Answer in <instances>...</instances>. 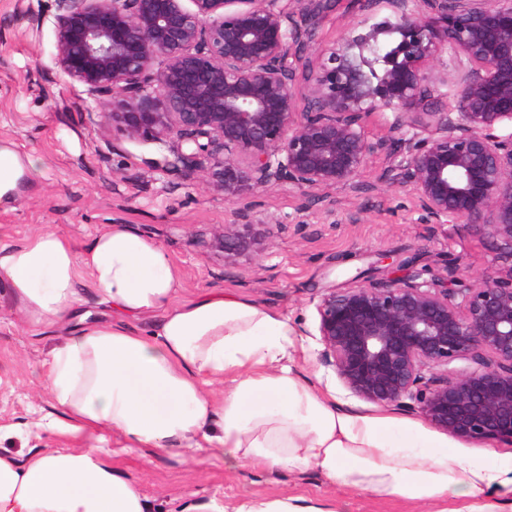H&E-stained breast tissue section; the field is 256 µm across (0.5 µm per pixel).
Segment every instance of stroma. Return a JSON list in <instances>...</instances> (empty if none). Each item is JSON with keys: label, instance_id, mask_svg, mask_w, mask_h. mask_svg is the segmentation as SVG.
I'll return each mask as SVG.
<instances>
[{"label": "stroma", "instance_id": "obj_1", "mask_svg": "<svg viewBox=\"0 0 512 512\" xmlns=\"http://www.w3.org/2000/svg\"><path fill=\"white\" fill-rule=\"evenodd\" d=\"M315 35L316 49L340 46L361 22L392 16L391 0H331ZM58 0H0V145L27 162L17 200L0 205V244L44 230L85 246L108 225L122 224L163 248L180 279L178 300L232 291L288 316L300 371L340 402L365 413L320 359L316 305L354 277L390 278L424 270L466 284L512 266L482 229L426 224L410 188L381 180L390 159L369 157L349 185L300 191L275 185L255 196L265 224L251 230L244 252L215 248V235L233 223L223 195L178 173L162 171L167 149L133 140L100 114L87 112L84 94L53 60L52 19ZM63 329L28 325L7 289L0 288V453L19 457L40 448H73L76 440L36 429L57 411L42 381L49 350ZM112 464L138 487L148 512H183L195 500L230 504L244 497H304L328 512H434L393 497L376 499L327 483L312 468L268 469L186 451L118 447L107 435Z\"/></svg>", "mask_w": 512, "mask_h": 512}]
</instances>
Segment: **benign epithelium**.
<instances>
[{
    "label": "benign epithelium",
    "mask_w": 512,
    "mask_h": 512,
    "mask_svg": "<svg viewBox=\"0 0 512 512\" xmlns=\"http://www.w3.org/2000/svg\"><path fill=\"white\" fill-rule=\"evenodd\" d=\"M59 0L57 68L133 139L172 148L162 168L237 205L215 244L246 250L265 223L250 198L273 183L348 185L370 154L427 224H472L512 259V0H393L394 20L322 54L313 0ZM452 111L420 112L443 56ZM305 84L299 109L296 84ZM391 109L396 135L362 117ZM322 361L360 401L409 409L458 440L512 443V268L454 287L418 273L355 281L316 305Z\"/></svg>",
    "instance_id": "1"
}]
</instances>
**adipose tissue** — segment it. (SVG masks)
Returning a JSON list of instances; mask_svg holds the SVG:
<instances>
[{"label": "adipose tissue", "instance_id": "adipose-tissue-1", "mask_svg": "<svg viewBox=\"0 0 512 512\" xmlns=\"http://www.w3.org/2000/svg\"><path fill=\"white\" fill-rule=\"evenodd\" d=\"M158 245L113 224L83 249L54 231L0 246V288L35 328L73 317L91 291L116 315L81 322L49 352L47 427L81 440L27 458L0 453V512H146L100 445L192 448L266 468H315L329 483L456 512H512V452L453 450L419 423L341 407L294 364L286 316L232 293L176 302ZM153 315L144 337L132 319ZM186 512H325L302 497L200 501Z\"/></svg>", "mask_w": 512, "mask_h": 512}]
</instances>
